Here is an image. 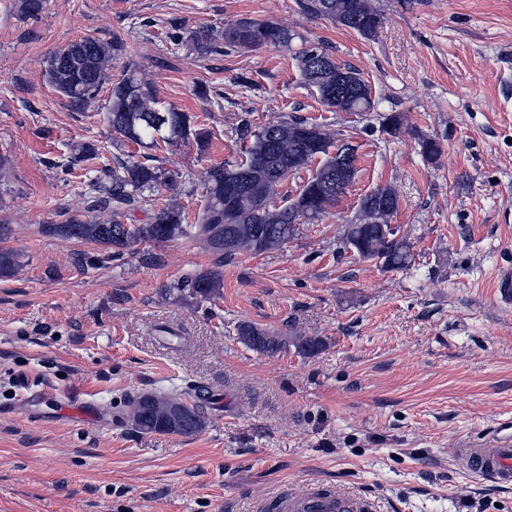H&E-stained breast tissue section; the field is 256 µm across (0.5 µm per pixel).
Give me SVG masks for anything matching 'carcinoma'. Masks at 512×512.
Instances as JSON below:
<instances>
[{"label":"carcinoma","mask_w":512,"mask_h":512,"mask_svg":"<svg viewBox=\"0 0 512 512\" xmlns=\"http://www.w3.org/2000/svg\"><path fill=\"white\" fill-rule=\"evenodd\" d=\"M297 4L303 14L349 28L367 40L375 38L383 25V16L371 0H297ZM219 39L228 51L267 46L288 48L295 33L272 20L242 19L224 28L220 35L199 26L178 36V40L201 53L215 49ZM120 51L119 42L109 43L94 37L66 43L45 58V80L73 109L83 110L108 80L112 61ZM295 59L304 82L317 90L323 104L334 107L339 101L343 112L371 109L373 102L365 95L336 99L339 65L324 47H304L296 52ZM106 116L112 132L122 142L144 148L194 144L201 153L208 147L206 132L195 128L188 113L162 104L153 83L132 62L125 66L123 77L112 84ZM308 129L319 145L317 152L325 155L335 147V140L320 125L296 116L269 121L255 131L249 120H241L238 131L243 141L242 158L232 165L226 163L207 171L203 182L206 202L194 224L185 223L182 209L175 204L158 209L149 224H124L118 220L121 211L136 203L145 192L171 181L161 167L130 155L115 159L112 167L104 168L105 179L93 183L88 209L106 214V219L88 221L74 217L66 224H41L38 232L44 237L75 239L100 246L103 255L84 254L77 258L80 268L126 252L138 253L148 263H158L160 257L156 253L140 252L136 246H158L183 238L201 243L225 260L241 252L276 250L299 234V224L294 222L296 201H307L311 211L308 220H317L336 206L349 187L346 182L337 190L323 189L326 183L336 182V169L325 159L294 198L283 205L274 202L275 188L317 153L305 147ZM98 157L99 150L91 142L81 143L72 150L76 162ZM398 208L399 198L391 186L376 187L361 199L355 221L344 226V247L353 249L363 260L378 261L387 270L409 267L413 259L411 245L389 228ZM20 267L19 253L1 246L0 277L10 276ZM223 286L222 272L212 270L182 276L165 289V294L201 303L220 297ZM236 331L242 344L262 355L273 356L292 346L298 353L311 356L324 346L318 336L297 332L281 336L250 322L240 323ZM193 391L196 397L193 402L157 393L137 396L129 413L133 429L179 437L199 434L206 426L202 401L207 399L208 391L203 386H196Z\"/></svg>","instance_id":"obj_1"}]
</instances>
